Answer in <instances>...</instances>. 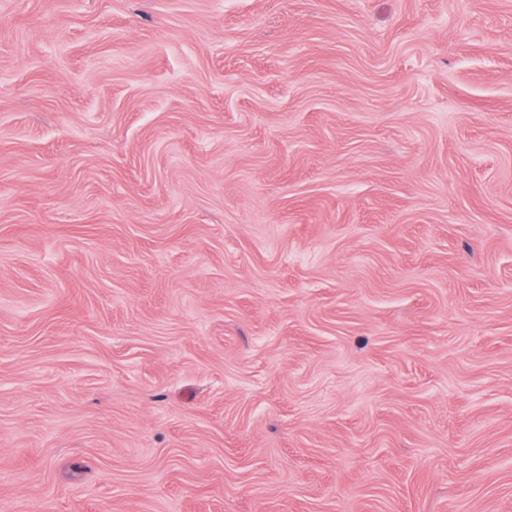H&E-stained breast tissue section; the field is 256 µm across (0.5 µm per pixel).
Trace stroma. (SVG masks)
Returning <instances> with one entry per match:
<instances>
[{
  "label": "stroma",
  "mask_w": 512,
  "mask_h": 512,
  "mask_svg": "<svg viewBox=\"0 0 512 512\" xmlns=\"http://www.w3.org/2000/svg\"><path fill=\"white\" fill-rule=\"evenodd\" d=\"M0 512H512V0H0Z\"/></svg>",
  "instance_id": "stroma-1"
}]
</instances>
